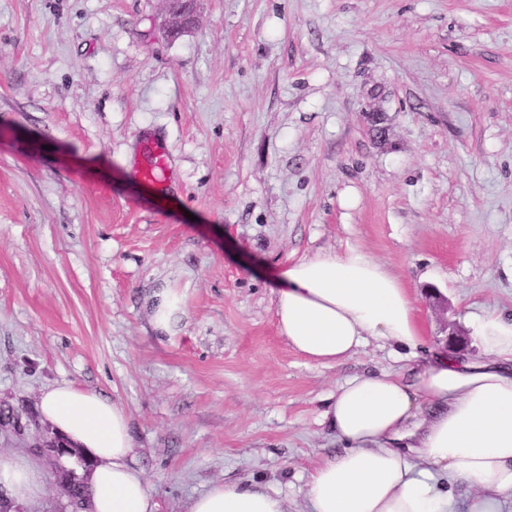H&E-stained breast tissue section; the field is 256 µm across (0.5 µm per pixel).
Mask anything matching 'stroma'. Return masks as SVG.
Instances as JSON below:
<instances>
[{"label": "stroma", "mask_w": 512, "mask_h": 512, "mask_svg": "<svg viewBox=\"0 0 512 512\" xmlns=\"http://www.w3.org/2000/svg\"><path fill=\"white\" fill-rule=\"evenodd\" d=\"M0 0V461L72 512L77 458L36 447L63 381L130 416L158 512L257 482L287 512L338 443L346 379L403 374L367 339L309 362L255 264L359 246L399 274L427 347L512 314V0ZM165 176H144L155 151ZM185 314L158 336L148 301Z\"/></svg>", "instance_id": "35a3bbf8"}]
</instances>
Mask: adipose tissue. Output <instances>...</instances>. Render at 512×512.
<instances>
[{
    "label": "adipose tissue",
    "mask_w": 512,
    "mask_h": 512,
    "mask_svg": "<svg viewBox=\"0 0 512 512\" xmlns=\"http://www.w3.org/2000/svg\"><path fill=\"white\" fill-rule=\"evenodd\" d=\"M281 336L307 360L334 365L367 339L413 358L406 375L353 377L322 413L341 448L310 474L303 494L312 512H456L449 484L466 485L468 512H497L512 501V316L472 315L484 356L424 347L413 299L402 278L365 249L324 251L273 268ZM425 425L408 424L422 406ZM43 417L93 465L84 512H158L129 457L123 408L63 382L46 389ZM0 482L21 502L37 498L43 473L30 461L0 462ZM187 512H285L282 500L252 485L213 484Z\"/></svg>",
    "instance_id": "ef3b65f1"
}]
</instances>
